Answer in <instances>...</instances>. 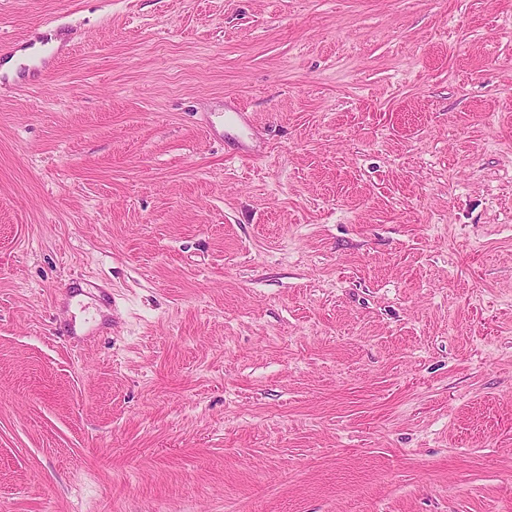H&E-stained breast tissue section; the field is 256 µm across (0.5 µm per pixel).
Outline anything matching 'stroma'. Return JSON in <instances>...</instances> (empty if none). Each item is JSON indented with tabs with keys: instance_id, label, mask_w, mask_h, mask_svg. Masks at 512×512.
Listing matches in <instances>:
<instances>
[{
	"instance_id": "1",
	"label": "stroma",
	"mask_w": 512,
	"mask_h": 512,
	"mask_svg": "<svg viewBox=\"0 0 512 512\" xmlns=\"http://www.w3.org/2000/svg\"><path fill=\"white\" fill-rule=\"evenodd\" d=\"M0 512H512V0H0Z\"/></svg>"
}]
</instances>
